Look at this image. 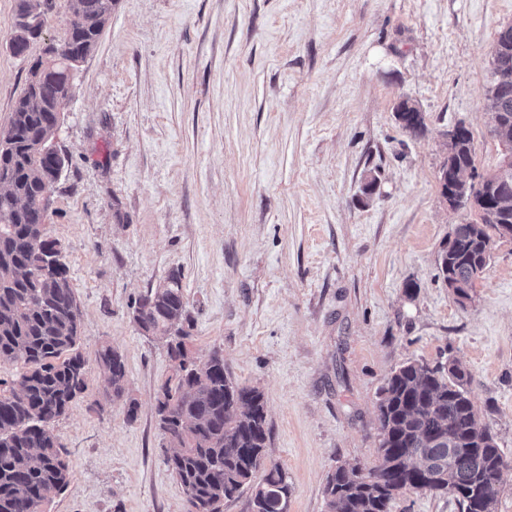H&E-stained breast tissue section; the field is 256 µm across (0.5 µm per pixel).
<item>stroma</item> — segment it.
I'll return each instance as SVG.
<instances>
[{"label": "stroma", "mask_w": 512, "mask_h": 512, "mask_svg": "<svg viewBox=\"0 0 512 512\" xmlns=\"http://www.w3.org/2000/svg\"><path fill=\"white\" fill-rule=\"evenodd\" d=\"M16 3L0 0V127L42 53H12ZM508 24L512 0H117L56 137L46 230L80 303L87 388L55 425L72 478L46 512H186L155 409L166 347L131 318L174 271L195 356L222 353L265 396L288 512H325L336 465L375 463L396 368L450 358L503 452L496 512H512V241L468 304L437 269L474 218L441 195L449 129H470L478 173L500 161L485 88ZM405 98L420 135L395 118ZM105 344L135 420L107 398ZM96 362L111 389L112 400L124 398L127 370L123 356L111 346L102 345L96 352Z\"/></svg>", "instance_id": "stroma-1"}]
</instances>
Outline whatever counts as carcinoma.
<instances>
[{
    "mask_svg": "<svg viewBox=\"0 0 512 512\" xmlns=\"http://www.w3.org/2000/svg\"><path fill=\"white\" fill-rule=\"evenodd\" d=\"M115 0H66L64 38L45 45L29 68L25 88L8 119L9 144L0 149V366L19 365L0 379V512H44L71 480L54 433L55 422L86 389L80 351L81 309L66 266L46 233L41 209L54 155L57 102L68 80L95 49ZM47 10L15 26L14 54L28 51L31 31L45 29ZM495 113L492 134L512 140V25L501 28L492 50L486 88ZM403 129L417 134L423 113L407 99L395 108ZM457 167L474 165L470 130L461 127ZM512 185V168L469 181L464 193L478 219L454 225L438 268L443 280L473 284L487 267L499 228L512 225V195L490 205L495 187ZM137 330L164 343L176 372L160 386L158 422L172 452L166 458L181 484L186 512H224V503L248 492L247 512H282L290 485L269 460L270 429L263 393L224 373V356L187 354L194 319L181 284L171 273L142 295L133 311ZM112 398L126 393V364L109 345L96 352ZM452 368L423 361L395 370L379 392L378 464L336 466L324 486L326 512H391L405 490L454 498L461 512H496L503 453L475 408L470 377L456 359Z\"/></svg>",
    "mask_w": 512,
    "mask_h": 512,
    "instance_id": "cac0c4a2",
    "label": "carcinoma"
}]
</instances>
